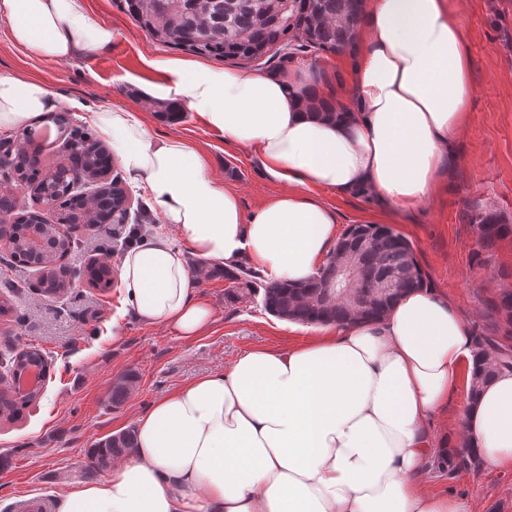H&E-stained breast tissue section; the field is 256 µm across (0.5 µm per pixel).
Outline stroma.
Instances as JSON below:
<instances>
[{
  "instance_id": "35a3bbf8",
  "label": "stroma",
  "mask_w": 512,
  "mask_h": 512,
  "mask_svg": "<svg viewBox=\"0 0 512 512\" xmlns=\"http://www.w3.org/2000/svg\"><path fill=\"white\" fill-rule=\"evenodd\" d=\"M89 9L110 23L111 46L66 62L49 63L15 47L9 25L0 19V75L44 79L58 111L71 126L89 129L88 113L120 104L144 114L159 137L175 135L195 142L209 157L214 175L236 191L245 216L275 198L282 184L271 180L252 151L226 142L195 112L171 121L151 106L153 88L164 80L159 60L175 49L152 40L135 25L117 0H87ZM469 45L474 94L470 120L455 142L457 161L439 175L433 195L416 209L392 214L387 225L413 247L426 285L451 299L472 335L491 333L487 310L499 292L512 290V238L482 245L481 216L494 212L512 221V0H451ZM352 52L322 54L318 62L299 56L288 72L318 68L349 82ZM336 215V232L370 223L382 205L373 193L336 197L312 189ZM79 232L65 259L71 295L40 291L41 274L17 267L0 247V360L32 345L52 363L41 397L14 421L0 420V512H15L21 501H54L67 485L88 480L89 448L134 427L153 402L177 387L224 370L242 353L258 347L285 348L307 337L304 325L277 319L251 302H228L221 274L198 280L211 302L215 320L193 342L181 340L162 325L137 321L123 305V287L102 290L84 283L82 272L98 251ZM136 384L121 403H113L114 384L127 374ZM460 386L446 413L427 429L438 443L460 440V413L467 396ZM432 487L467 497L473 512H512V471L489 464L459 471L454 477L427 474Z\"/></svg>"
}]
</instances>
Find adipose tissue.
Instances as JSON below:
<instances>
[{"label": "adipose tissue", "mask_w": 512, "mask_h": 512, "mask_svg": "<svg viewBox=\"0 0 512 512\" xmlns=\"http://www.w3.org/2000/svg\"><path fill=\"white\" fill-rule=\"evenodd\" d=\"M0 18L17 47L42 60L112 43L111 26L85 0H0ZM361 29L350 101L334 121L305 106L298 77L159 61L158 100L199 113L287 183L249 219L194 144L152 136L141 114L122 106L93 113L98 135L173 231L120 261L141 323L190 341L212 322L193 256L228 268L246 258L269 279L310 280L336 243V219L308 188L371 192L400 213L432 195L474 92L460 23L449 0H362ZM54 107L43 79L0 76V135ZM474 361L458 308L411 290L381 319L330 324L287 349H253L158 399L138 418L125 459L60 494L54 512H472L422 475L436 452L426 424L447 410ZM462 440L512 470V371L471 399Z\"/></svg>", "instance_id": "1"}]
</instances>
